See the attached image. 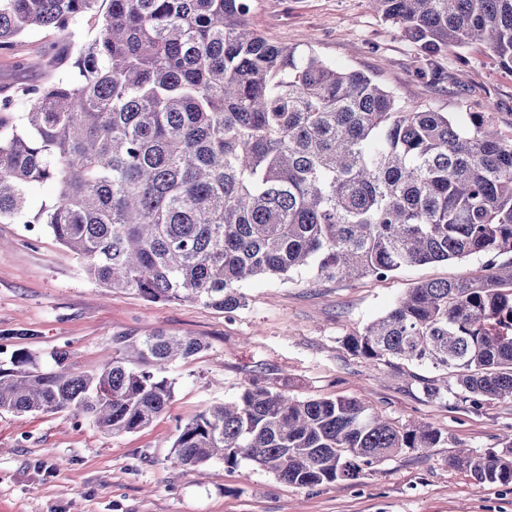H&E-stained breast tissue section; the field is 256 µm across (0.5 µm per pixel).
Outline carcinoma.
Masks as SVG:
<instances>
[{
	"label": "carcinoma",
	"instance_id": "obj_1",
	"mask_svg": "<svg viewBox=\"0 0 512 512\" xmlns=\"http://www.w3.org/2000/svg\"><path fill=\"white\" fill-rule=\"evenodd\" d=\"M418 45L429 85L462 83L438 63L482 46L512 73V0H370ZM252 0H0V49L34 29L57 32L47 77L0 98V223L43 224L90 279L150 302L227 314L255 278L316 268L326 280L384 279L402 269L495 260L481 273L421 282L345 339L374 365L403 361L410 384L442 401L448 379L475 406L512 400V136L478 112L401 103L371 76L274 41L249 23ZM99 35L72 52L69 28ZM28 110L19 112L17 100ZM51 183L33 212L27 190ZM203 350L158 331L115 339L95 374L67 353L49 371L18 358L0 370V411L90 419L136 432L164 413L158 372ZM445 438L395 426L355 398L283 392L254 377L238 398L178 427V461L253 463L315 487L358 480L406 449ZM478 483L512 484V441L457 452Z\"/></svg>",
	"mask_w": 512,
	"mask_h": 512
}]
</instances>
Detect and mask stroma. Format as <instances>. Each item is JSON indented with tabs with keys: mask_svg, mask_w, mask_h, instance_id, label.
Returning <instances> with one entry per match:
<instances>
[{
	"mask_svg": "<svg viewBox=\"0 0 512 512\" xmlns=\"http://www.w3.org/2000/svg\"><path fill=\"white\" fill-rule=\"evenodd\" d=\"M250 23L272 40L369 74L403 103L450 113L462 124L471 113L493 112L498 130L512 134V73L481 47L443 50L441 66L467 84L433 87L415 75V44L367 0H255ZM55 46V34L39 29L0 49V94L42 80L37 62ZM486 262L477 255L385 280L322 281L312 268L287 280L260 278L243 289L246 307L229 316L104 288L45 226L0 224V369L24 355L30 368L45 370L65 349L76 371L92 374L114 337L158 330L204 344L164 370L173 384L169 409L135 433L107 435L68 412L0 411V512H512V485L478 484L448 462L461 447L501 450L512 434V401L478 410L453 396L431 402L399 370L343 347L345 336L415 283L475 275ZM258 372L297 398H355L395 424H431L445 443L426 454L404 451L357 481L314 488L280 482L246 462L234 470L219 461L178 465V426L235 400Z\"/></svg>",
	"mask_w": 512,
	"mask_h": 512,
	"instance_id": "obj_1",
	"label": "stroma"
}]
</instances>
